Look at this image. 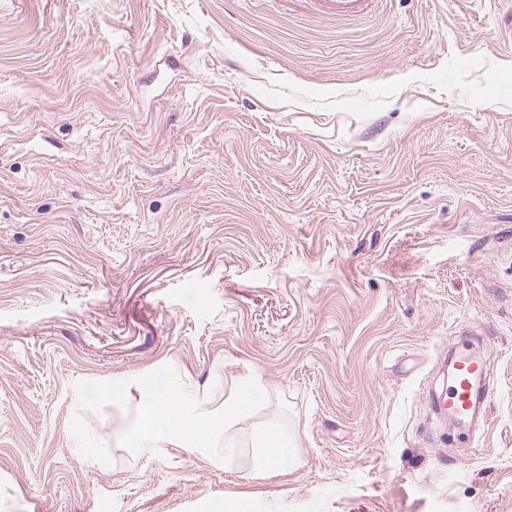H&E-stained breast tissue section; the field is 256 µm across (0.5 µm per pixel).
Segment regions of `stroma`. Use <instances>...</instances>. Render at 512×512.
<instances>
[{
  "label": "stroma",
  "mask_w": 512,
  "mask_h": 512,
  "mask_svg": "<svg viewBox=\"0 0 512 512\" xmlns=\"http://www.w3.org/2000/svg\"><path fill=\"white\" fill-rule=\"evenodd\" d=\"M462 335L477 448L426 399ZM167 365L298 465L120 445ZM224 499L512 512V0H0V512Z\"/></svg>",
  "instance_id": "obj_1"
}]
</instances>
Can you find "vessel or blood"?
Here are the masks:
<instances>
[{
  "instance_id": "vessel-or-blood-1",
  "label": "vessel or blood",
  "mask_w": 512,
  "mask_h": 512,
  "mask_svg": "<svg viewBox=\"0 0 512 512\" xmlns=\"http://www.w3.org/2000/svg\"><path fill=\"white\" fill-rule=\"evenodd\" d=\"M448 386L430 394L432 411L453 430L465 434L470 443H479L475 430L486 427L491 390L486 359L474 345L454 341L450 344Z\"/></svg>"
}]
</instances>
